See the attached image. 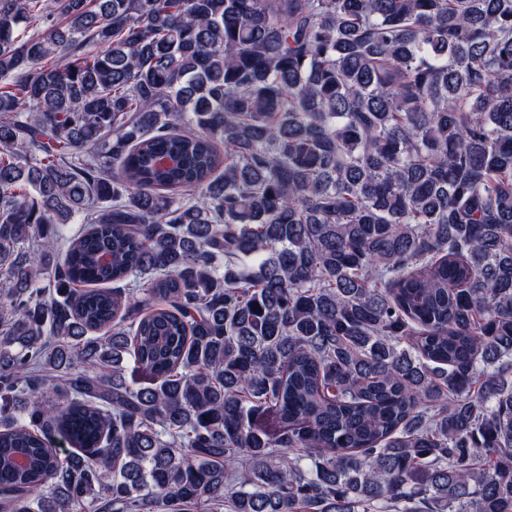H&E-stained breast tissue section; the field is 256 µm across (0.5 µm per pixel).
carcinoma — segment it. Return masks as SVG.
Instances as JSON below:
<instances>
[{
  "instance_id": "obj_1",
  "label": "carcinoma",
  "mask_w": 512,
  "mask_h": 512,
  "mask_svg": "<svg viewBox=\"0 0 512 512\" xmlns=\"http://www.w3.org/2000/svg\"><path fill=\"white\" fill-rule=\"evenodd\" d=\"M507 377L512 0H0V512H512Z\"/></svg>"
}]
</instances>
